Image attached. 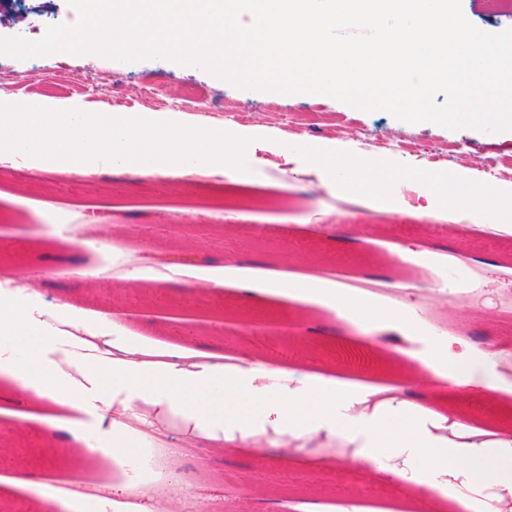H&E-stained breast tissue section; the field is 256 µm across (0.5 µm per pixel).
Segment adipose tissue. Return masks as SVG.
<instances>
[{"instance_id":"obj_1","label":"adipose tissue","mask_w":512,"mask_h":512,"mask_svg":"<svg viewBox=\"0 0 512 512\" xmlns=\"http://www.w3.org/2000/svg\"><path fill=\"white\" fill-rule=\"evenodd\" d=\"M251 129L239 123L221 127L182 120L176 113L129 112L115 118L70 102L25 100L0 106V163L39 171H68L91 176L115 175L167 180L223 177L248 154ZM315 164L330 174H352L357 191L383 205L393 188L416 182L427 200L441 197L447 176L405 173L374 165L354 155L315 148ZM36 282L25 277L9 291L0 290V341L16 351L0 359V373L14 391L77 411L103 406L111 417L112 447L132 452L143 407L162 405L188 416L217 446L264 447L268 432L280 436L281 447L305 443L321 435L363 434L364 447L352 461L373 466L385 448L422 453L430 470L423 483L440 490L434 474L463 479L473 488H501L498 498L475 505L463 493L452 497L455 512H502L512 497V440L498 433L455 421L402 387L356 389L334 376L312 372L295 379L288 370H272L249 356L217 360L215 353L185 352L181 363L166 354L113 333L107 320L90 327L101 347L96 355L46 363V349L64 336L44 328L30 308ZM422 370L469 391L489 395L512 381L495 358L477 351L460 360L447 347L435 345ZM398 406L401 419L386 416Z\"/></svg>"}]
</instances>
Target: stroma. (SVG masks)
Segmentation results:
<instances>
[{"label":"stroma","mask_w":512,"mask_h":512,"mask_svg":"<svg viewBox=\"0 0 512 512\" xmlns=\"http://www.w3.org/2000/svg\"><path fill=\"white\" fill-rule=\"evenodd\" d=\"M464 16L482 31L512 29V9L494 0H461ZM67 0H13L0 7V37L41 39L49 26L75 19ZM13 74L14 99H64L74 95L106 107L113 85L194 89L204 108H220L221 120L240 115L279 114V143L293 153L295 167L309 163L311 146L336 140L343 150L384 167L440 172L464 166L466 184L497 180L501 206L468 213L451 200L436 216L421 214L415 190H404L407 211L367 207L354 192L324 186L316 178L291 183L286 166L245 161L234 179L210 185L159 189L148 179L86 178L33 173L0 166V284L17 272L41 283L35 313L67 302L106 318L118 335L147 346L181 351L207 349L256 357L269 367L299 374L320 372L361 384H396L436 403L451 402L458 420L512 433V391L485 397L448 381L418 382V360L432 339L447 340L462 355L502 343L505 305L512 303V242H475L477 230L512 225V132L451 130L432 122L409 123L389 111L367 112L323 94L272 96L241 91L194 66L165 58L119 65L101 56L52 53L0 58ZM68 69L77 83L52 77ZM304 111L311 125L292 123ZM97 215V224L85 223ZM189 215L187 225L176 222ZM179 252L191 260L172 266L144 261L146 252ZM136 268L135 280L124 277ZM222 279L219 293L183 289ZM363 289V302L396 314L412 307L411 340L355 313L321 301L324 288ZM406 354H398V347ZM0 378V454L14 458L0 469V506L15 512H45L43 492L60 488L81 494L85 512H127L121 486L126 466L113 455L112 440L93 413L61 408L30 393H7ZM44 416L72 418L97 437L98 449L64 433L47 432ZM147 421L166 427L171 447L194 440L212 461L208 474L182 458L164 468L153 493L138 498V512H160L163 501L207 504V512H335L352 505L361 512H449L448 500L429 497L424 485L385 480L366 469L345 467L343 458L363 438H320L305 448L275 446L218 450L193 422L163 407L145 411ZM235 484L236 496L224 490Z\"/></svg>","instance_id":"1"}]
</instances>
